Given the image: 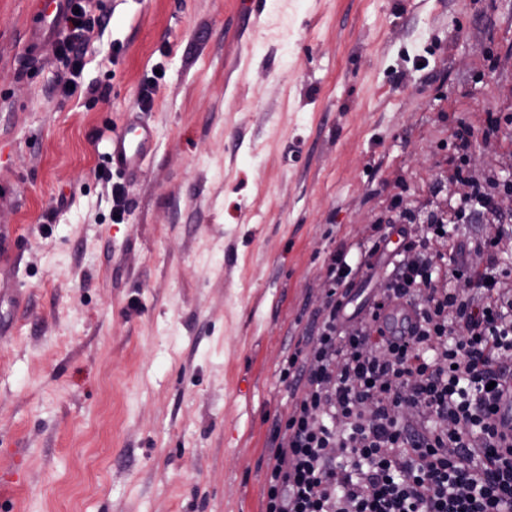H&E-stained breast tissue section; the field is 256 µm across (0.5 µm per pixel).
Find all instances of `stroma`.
<instances>
[{"mask_svg":"<svg viewBox=\"0 0 512 512\" xmlns=\"http://www.w3.org/2000/svg\"><path fill=\"white\" fill-rule=\"evenodd\" d=\"M30 3L0 0V499L263 512L323 260L460 161L512 172V0H96L70 99ZM134 118L154 150L123 181ZM130 131L115 132L111 138L109 163L116 173L136 176L152 153L150 128L141 122H130ZM133 133V136H129Z\"/></svg>","mask_w":512,"mask_h":512,"instance_id":"obj_1","label":"stroma"}]
</instances>
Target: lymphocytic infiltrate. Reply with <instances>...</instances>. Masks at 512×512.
<instances>
[{
  "mask_svg": "<svg viewBox=\"0 0 512 512\" xmlns=\"http://www.w3.org/2000/svg\"><path fill=\"white\" fill-rule=\"evenodd\" d=\"M63 14L55 52L76 71L100 21L92 0H65ZM484 220L508 226L512 213L480 185L454 210L431 209L379 299L349 318L346 287L378 249L330 253L308 341L279 370L292 406L272 431L264 512H512V431L499 420L512 392V270L488 243L474 264L454 231ZM394 302L416 317L399 338L381 321Z\"/></svg>",
  "mask_w": 512,
  "mask_h": 512,
  "instance_id": "obj_1",
  "label": "lymphocytic infiltrate"
}]
</instances>
